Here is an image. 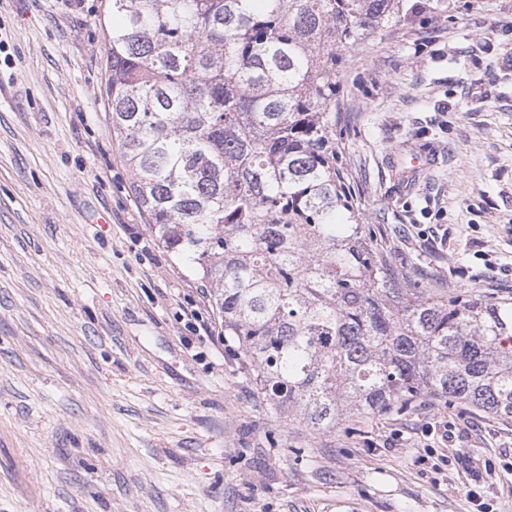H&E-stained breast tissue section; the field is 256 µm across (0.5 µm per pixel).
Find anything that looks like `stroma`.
I'll list each match as a JSON object with an SVG mask.
<instances>
[{
	"label": "stroma",
	"mask_w": 512,
	"mask_h": 512,
	"mask_svg": "<svg viewBox=\"0 0 512 512\" xmlns=\"http://www.w3.org/2000/svg\"><path fill=\"white\" fill-rule=\"evenodd\" d=\"M106 4L0 0V512H512V421L426 402L319 434L268 410L129 189ZM339 84L395 280L512 294V0L370 39Z\"/></svg>",
	"instance_id": "stroma-1"
}]
</instances>
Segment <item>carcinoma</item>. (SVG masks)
<instances>
[{
	"mask_svg": "<svg viewBox=\"0 0 512 512\" xmlns=\"http://www.w3.org/2000/svg\"><path fill=\"white\" fill-rule=\"evenodd\" d=\"M453 0H108L104 95L158 242L271 408L314 432L433 398L512 419V298L388 276L336 144L357 45Z\"/></svg>",
	"mask_w": 512,
	"mask_h": 512,
	"instance_id": "obj_1",
	"label": "carcinoma"
}]
</instances>
